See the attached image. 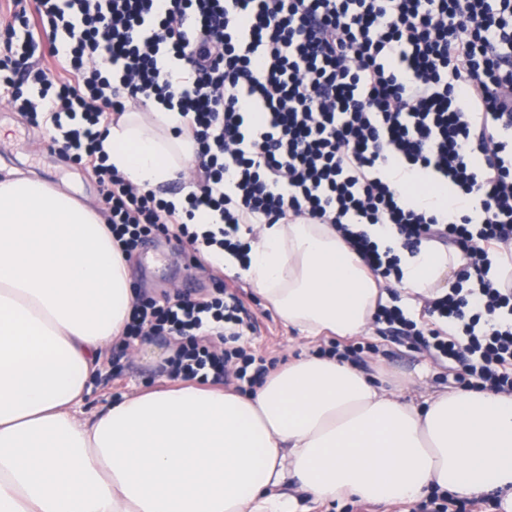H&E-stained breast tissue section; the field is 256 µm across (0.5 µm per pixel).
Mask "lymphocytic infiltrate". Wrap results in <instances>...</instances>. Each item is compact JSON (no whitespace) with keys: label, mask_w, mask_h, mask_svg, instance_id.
I'll use <instances>...</instances> for the list:
<instances>
[{"label":"lymphocytic infiltrate","mask_w":512,"mask_h":512,"mask_svg":"<svg viewBox=\"0 0 512 512\" xmlns=\"http://www.w3.org/2000/svg\"><path fill=\"white\" fill-rule=\"evenodd\" d=\"M0 26V85L51 142L102 187L126 260L147 237L247 259L251 224H332L383 278L398 249L436 243L462 256L468 288L427 298L419 328L378 305L376 324L447 362L456 383L512 394V281L492 279L512 242V0H10ZM47 51L63 75L29 67ZM32 84L30 95L19 88ZM179 113L195 147L184 204L108 165L102 138L128 104ZM79 119L66 130L63 119ZM446 182L461 209L431 212L386 171ZM205 209L218 232L198 233ZM391 225L379 249L364 227ZM235 283L214 293L139 298L129 337L176 342L172 378L254 386L271 366L239 344L253 330Z\"/></svg>","instance_id":"f902f5d3"}]
</instances>
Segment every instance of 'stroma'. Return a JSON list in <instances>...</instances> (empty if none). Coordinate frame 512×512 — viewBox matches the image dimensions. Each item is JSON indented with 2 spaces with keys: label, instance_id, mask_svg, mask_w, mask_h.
<instances>
[{
  "label": "stroma",
  "instance_id": "1",
  "mask_svg": "<svg viewBox=\"0 0 512 512\" xmlns=\"http://www.w3.org/2000/svg\"><path fill=\"white\" fill-rule=\"evenodd\" d=\"M0 125L9 130L8 138L0 141V163L37 172L51 184L71 191L88 206L101 209V190L95 178L62 153L52 150L46 129L31 124L22 112L8 105L3 94H0ZM131 267L134 287L140 294L155 298L172 294L177 288L190 287L198 294L212 292L213 277L219 272L215 266L188 263L175 241L163 235L152 238L132 260ZM244 302L258 322L256 332L246 338L248 350L277 358L283 364L318 350V343L303 339L296 329L286 326L253 290H246ZM353 343L362 349L361 369L375 375L390 369L406 373L414 381L415 394L451 391L456 387L443 366L423 350L394 341L379 325H371L369 332L354 338ZM158 373L157 367L137 363L126 349L112 348L92 383L87 405L93 408L118 399L151 383Z\"/></svg>",
  "mask_w": 512,
  "mask_h": 512
}]
</instances>
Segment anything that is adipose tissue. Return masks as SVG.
<instances>
[{
  "mask_svg": "<svg viewBox=\"0 0 512 512\" xmlns=\"http://www.w3.org/2000/svg\"><path fill=\"white\" fill-rule=\"evenodd\" d=\"M175 112H128L103 140L108 163L148 188L178 178L193 148ZM242 274L306 337L366 332L385 281L331 224H257ZM458 252H401L403 296L444 295ZM137 299L101 217L34 173L0 175V512H309L353 495L414 503L429 490L501 491L512 512V395L410 398L350 362L306 355L251 393L159 378L84 410ZM304 492L307 505L296 494Z\"/></svg>",
  "mask_w": 512,
  "mask_h": 512,
  "instance_id": "1",
  "label": "adipose tissue"
}]
</instances>
